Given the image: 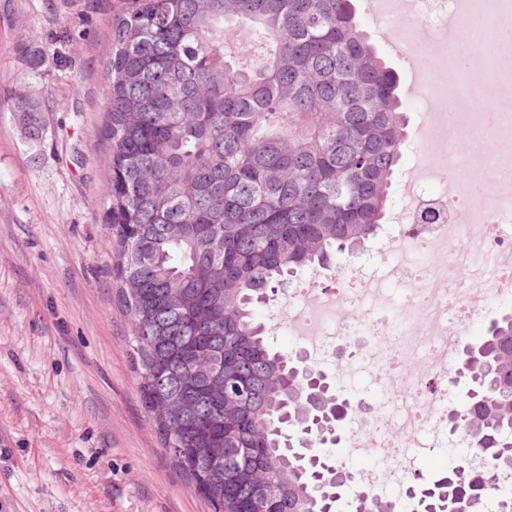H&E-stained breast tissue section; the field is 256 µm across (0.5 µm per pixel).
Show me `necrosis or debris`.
<instances>
[{
    "label": "necrosis or debris",
    "instance_id": "4bbe7bcc",
    "mask_svg": "<svg viewBox=\"0 0 512 512\" xmlns=\"http://www.w3.org/2000/svg\"><path fill=\"white\" fill-rule=\"evenodd\" d=\"M384 10L422 25V38L408 37L405 46L423 70L433 46L448 36L450 15L475 11L494 22L512 20V0H386ZM484 95L483 80L464 79L432 94L424 121L431 141L446 147L464 142L478 168L462 179L458 159L441 169L418 160L402 184L398 225L380 233L368 256L332 286L288 291L284 320L315 365L335 362L337 348L350 345L353 336L369 338L355 362L386 408L370 427L353 426L349 445L377 450L379 471L362 483L380 499L390 486L406 498L417 461L447 447L448 378L464 325L485 311L490 296L512 295V157L490 147L512 135V113L486 128L472 108ZM430 206L443 211L444 220L417 223ZM427 252L434 256L428 263L422 260ZM411 275L417 287H406ZM391 288L405 293L404 304L390 306ZM345 306L361 310L364 321L348 324L341 314ZM384 310L389 318L375 320V312Z\"/></svg>",
    "mask_w": 512,
    "mask_h": 512
}]
</instances>
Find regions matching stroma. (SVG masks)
Masks as SVG:
<instances>
[{
	"mask_svg": "<svg viewBox=\"0 0 512 512\" xmlns=\"http://www.w3.org/2000/svg\"><path fill=\"white\" fill-rule=\"evenodd\" d=\"M121 0H0V97L36 91L46 135L0 107V512H211L145 412L104 224L106 63ZM361 17L397 70L409 116L401 168L424 145V74L387 19ZM40 56L38 68L29 59ZM362 424L383 399L330 368Z\"/></svg>",
	"mask_w": 512,
	"mask_h": 512,
	"instance_id": "obj_1",
	"label": "stroma"
}]
</instances>
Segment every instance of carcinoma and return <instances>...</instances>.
<instances>
[{
  "label": "carcinoma",
  "instance_id": "obj_1",
  "mask_svg": "<svg viewBox=\"0 0 512 512\" xmlns=\"http://www.w3.org/2000/svg\"><path fill=\"white\" fill-rule=\"evenodd\" d=\"M243 27L259 47L228 42ZM106 79L112 271L162 449L214 512H332L358 478L311 448L337 435L346 398L329 389L321 420H304L305 382L256 309L384 223L407 136L398 74L356 0H131L112 22ZM0 106L28 143L43 140L39 97ZM479 344L478 395L457 421L497 440L506 472L512 318ZM468 484L448 472L423 512H450ZM355 498L357 512H399Z\"/></svg>",
  "mask_w": 512,
  "mask_h": 512
}]
</instances>
